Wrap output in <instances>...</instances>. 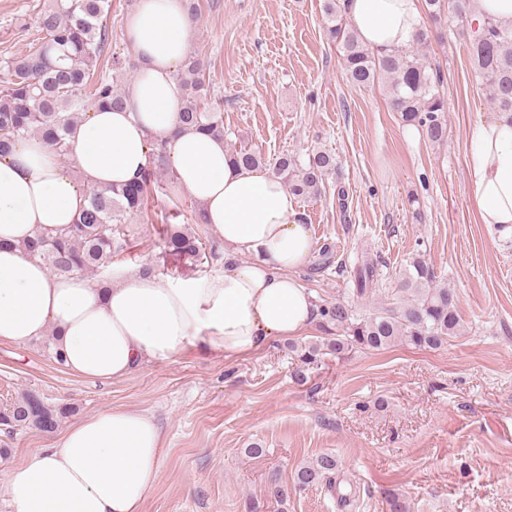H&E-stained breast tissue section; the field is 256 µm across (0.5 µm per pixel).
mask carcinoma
<instances>
[{
  "label": "carcinoma",
  "instance_id": "carcinoma-1",
  "mask_svg": "<svg viewBox=\"0 0 512 512\" xmlns=\"http://www.w3.org/2000/svg\"><path fill=\"white\" fill-rule=\"evenodd\" d=\"M109 0H49L37 17L38 37L21 57L5 62L10 79L0 85V155L10 151L20 138L38 136L58 155L70 153L68 135L82 120L84 100L117 108L123 104L119 88L123 71L120 59L112 58V77L95 76L98 62L112 41L106 20ZM426 18L441 20L450 9L448 0H422ZM324 33L338 45L345 74L351 84L369 87L379 78L389 80V104L408 125L421 129L433 143L448 138V105L442 92L443 75L431 66L421 50L428 34L418 28L410 48L372 50L359 39L346 20L340 0H324ZM473 74L483 86L488 100L501 116L512 120V24L487 18L466 34ZM206 65L196 55H188L175 75L183 105L179 129L201 131L224 138L222 113L202 104L206 95ZM228 156L240 167L263 166L261 153L250 149L230 151ZM166 164V140L152 137L149 164L140 180L123 186L97 188L90 192L89 205L71 225L66 237L38 234L23 250L39 258L55 275L88 276L102 273L112 264V255L122 248L127 216L145 207L156 171ZM335 167L334 159L318 152L301 162L286 154L274 165V174L283 179L297 197L321 193L325 176ZM166 244L177 254L192 259L202 255L199 239L176 224L167 229ZM377 275L371 259L352 262L353 293L362 296ZM398 302L366 316H358L341 303L318 306L323 341L298 351L301 367L294 376L304 379L302 368L320 362L326 355L341 359L353 350L381 351L402 343L415 348L437 349L460 331L457 296L450 288L436 284V275L421 257L407 264L396 289ZM336 335H330L331 329ZM68 408L50 409L32 392H24L0 413V421L10 427H34L53 431ZM339 463L323 454L296 467L294 487L305 490L323 485L335 487Z\"/></svg>",
  "mask_w": 512,
  "mask_h": 512
}]
</instances>
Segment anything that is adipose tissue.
<instances>
[{
  "instance_id": "1",
  "label": "adipose tissue",
  "mask_w": 512,
  "mask_h": 512,
  "mask_svg": "<svg viewBox=\"0 0 512 512\" xmlns=\"http://www.w3.org/2000/svg\"><path fill=\"white\" fill-rule=\"evenodd\" d=\"M421 0H344L345 15L371 48L412 43ZM192 21L184 0H137L124 22L138 61L122 109L92 107L72 130L73 168L37 137L0 157V342L52 335L68 371L119 380L148 361H166L202 342L224 356L261 352L270 339L299 336L317 322L296 278L312 254L310 226L283 180L233 165L223 139L180 131L175 74L188 54ZM167 141L179 186L197 200L228 257L244 256L204 286L124 271L109 288L82 276L50 275L21 245L38 233L66 234L92 189L138 179L151 137ZM469 194L478 223L512 244V122L471 130ZM163 436L143 411L109 407L55 447L28 454L10 474L14 512H142L160 474Z\"/></svg>"
}]
</instances>
